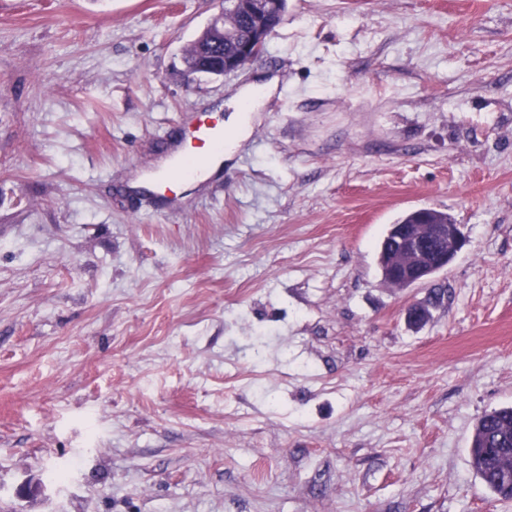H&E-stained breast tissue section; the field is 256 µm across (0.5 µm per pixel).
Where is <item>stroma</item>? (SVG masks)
<instances>
[{"label":"stroma","instance_id":"1","mask_svg":"<svg viewBox=\"0 0 512 512\" xmlns=\"http://www.w3.org/2000/svg\"><path fill=\"white\" fill-rule=\"evenodd\" d=\"M222 8L0 0V512H512L468 452L512 404V0H288L185 78ZM256 85L223 169L131 190ZM419 208L467 243L388 287ZM269 1L272 0H231L229 10L232 13L239 14L252 26L251 38V29L246 22L237 17H228L224 26V50L222 49L223 42H218L214 46L207 42V49L202 53L194 42L184 57L187 71L193 74L202 71V67L209 60V56L219 51H223V54H219V59H217L215 65L222 69V76L234 74L262 56L266 50L269 33L280 24L285 15L283 13L279 19L268 18L272 10ZM246 41L248 42L240 47L235 55H224V52L232 53L238 44ZM206 54H209V56Z\"/></svg>","mask_w":512,"mask_h":512}]
</instances>
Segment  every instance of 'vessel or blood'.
<instances>
[{"label": "vessel or blood", "mask_w": 512, "mask_h": 512, "mask_svg": "<svg viewBox=\"0 0 512 512\" xmlns=\"http://www.w3.org/2000/svg\"><path fill=\"white\" fill-rule=\"evenodd\" d=\"M223 147V126L213 122L197 121L188 137L186 151L173 165L171 172L158 181L161 195L166 198L175 197L177 186L198 176L210 158L222 152Z\"/></svg>", "instance_id": "vessel-or-blood-1"}]
</instances>
